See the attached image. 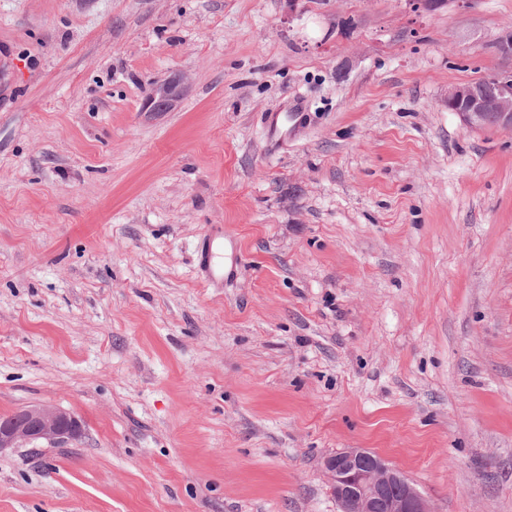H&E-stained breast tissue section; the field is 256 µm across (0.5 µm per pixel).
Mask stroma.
Masks as SVG:
<instances>
[{"mask_svg": "<svg viewBox=\"0 0 512 512\" xmlns=\"http://www.w3.org/2000/svg\"><path fill=\"white\" fill-rule=\"evenodd\" d=\"M510 25L512 0H0V416L83 425L0 454V512H339L342 448L432 512H512V130L447 102L512 69ZM184 90L185 85L181 77H174L159 84L153 96L146 102L145 111L169 112L173 110Z\"/></svg>", "mask_w": 512, "mask_h": 512, "instance_id": "35a3bbf8", "label": "stroma"}]
</instances>
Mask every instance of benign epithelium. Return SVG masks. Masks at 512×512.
I'll return each mask as SVG.
<instances>
[{
    "label": "benign epithelium",
    "mask_w": 512,
    "mask_h": 512,
    "mask_svg": "<svg viewBox=\"0 0 512 512\" xmlns=\"http://www.w3.org/2000/svg\"><path fill=\"white\" fill-rule=\"evenodd\" d=\"M482 82L492 87V96H482L472 83L449 87L448 111L457 113L469 129L485 127L491 117L496 126L511 130L512 69L490 71ZM184 90L180 77L159 84L145 111L173 110ZM82 433V423L72 413L49 404H32L0 418V453L19 451L38 441L63 445ZM324 469L340 512H432L400 471L367 448H342L325 458Z\"/></svg>",
    "instance_id": "1"
}]
</instances>
